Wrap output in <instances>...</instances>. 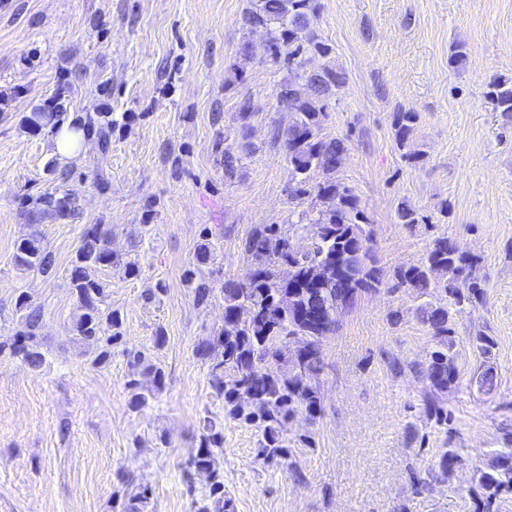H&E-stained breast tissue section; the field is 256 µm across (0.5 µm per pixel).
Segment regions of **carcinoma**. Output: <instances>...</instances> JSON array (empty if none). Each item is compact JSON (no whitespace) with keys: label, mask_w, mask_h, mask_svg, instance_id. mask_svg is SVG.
Returning a JSON list of instances; mask_svg holds the SVG:
<instances>
[{"label":"carcinoma","mask_w":512,"mask_h":512,"mask_svg":"<svg viewBox=\"0 0 512 512\" xmlns=\"http://www.w3.org/2000/svg\"><path fill=\"white\" fill-rule=\"evenodd\" d=\"M318 0H253L243 13L242 25L266 30L264 53L275 64L288 69L290 77L281 83L276 97L278 106L294 120L278 133L283 140L288 162L292 165L297 188L295 195L316 192L323 203L313 221L310 236H298L289 254L281 250L288 237L272 225L255 227L244 241L253 267L249 278L240 283L224 282V331L195 345L197 356L209 360L211 387L224 401V418L252 425L261 432L260 453L266 458L287 463L294 480L305 479L290 461L282 429L298 413L311 418L322 414L320 389L312 383L323 367L322 339L336 334L340 318L336 309H350L362 296L378 291L382 274L376 264L373 231L353 191L336 181L333 173L347 150L345 139L329 137L323 126L333 89L345 80V73L329 67L313 70L309 62L325 57L330 48L318 40L311 28L318 13ZM491 100L502 112H512V79L497 78L491 83ZM67 119L63 99L37 106L23 118L33 132L55 127ZM417 115L398 112L394 116L398 148L406 146L414 131ZM75 130L84 129L96 136L101 146L100 161H105L112 138V119L108 114L76 115ZM323 179L313 181L315 173ZM30 221L45 218L67 219L76 209V201L59 188L24 201ZM110 229L91 224L83 229L80 245L71 264L70 288L81 313L72 322L74 339L95 347L94 363L112 356V346L122 341L121 318L106 305V288L89 275V270L117 263L109 247ZM18 266L47 274L54 255L38 234L22 239L15 246ZM333 268L322 288L310 278L316 265ZM480 257L462 252L448 238L433 240L419 265L399 267L393 273L398 284L408 286L430 298L420 307L419 318L428 325L440 349L430 354L420 367L425 381L422 405L428 419L439 426L448 424V409L441 394L456 382L458 369L454 352L451 311L482 302L484 282L463 278L464 272L479 267ZM25 312L13 338L0 342V354L9 352L32 370L43 365L37 330L42 309L31 297L20 293L15 302ZM152 376L151 386L129 383L136 390L132 406L141 409L150 404L164 386V374L152 365L144 367ZM224 447L220 424L203 420L195 452L183 468V479L192 485L194 473L207 471L211 477L208 493L196 501L195 512H235L234 500L224 492V472L217 464L218 451ZM126 499L119 512H144L151 489L129 479ZM474 495L482 512L502 494H512V448L488 455L477 469Z\"/></svg>","instance_id":"carcinoma-1"}]
</instances>
